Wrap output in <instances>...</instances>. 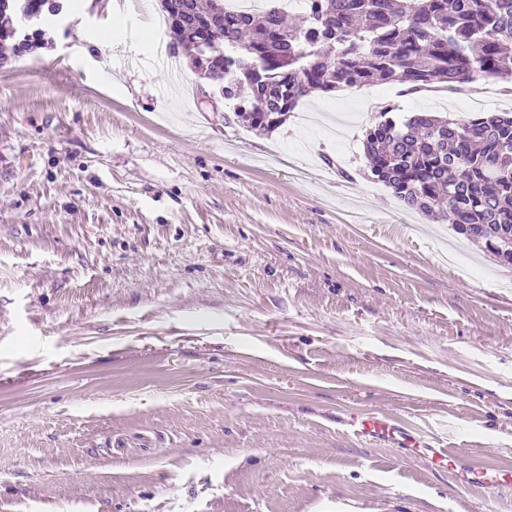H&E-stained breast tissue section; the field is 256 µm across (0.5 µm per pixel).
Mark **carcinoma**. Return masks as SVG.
Masks as SVG:
<instances>
[{
  "label": "carcinoma",
  "instance_id": "carcinoma-1",
  "mask_svg": "<svg viewBox=\"0 0 512 512\" xmlns=\"http://www.w3.org/2000/svg\"><path fill=\"white\" fill-rule=\"evenodd\" d=\"M208 18L218 46L200 73L233 103L254 113L247 128L272 132L298 102L378 80L409 93L453 91L485 74L512 79V0H310L305 24L290 30L284 13L212 14L213 0H190ZM32 16L28 51L42 47L37 25L55 15L49 0H16ZM169 48L191 53L192 26L169 29ZM11 19L0 14V60L18 54ZM278 117L274 123L265 115ZM372 178L409 209L446 221L456 233L512 266L498 241L512 230V117L453 121L419 112L408 119L380 113L364 135Z\"/></svg>",
  "mask_w": 512,
  "mask_h": 512
}]
</instances>
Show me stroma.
<instances>
[{"instance_id": "1", "label": "stroma", "mask_w": 512, "mask_h": 512, "mask_svg": "<svg viewBox=\"0 0 512 512\" xmlns=\"http://www.w3.org/2000/svg\"><path fill=\"white\" fill-rule=\"evenodd\" d=\"M106 2L0 64V512H512L336 423L512 471V268L364 155L379 94H433L317 92L261 134L141 55L158 0Z\"/></svg>"}]
</instances>
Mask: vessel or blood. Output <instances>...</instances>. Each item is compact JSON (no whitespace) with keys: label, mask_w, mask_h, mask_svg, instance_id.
Masks as SVG:
<instances>
[{"label":"vessel or blood","mask_w":512,"mask_h":512,"mask_svg":"<svg viewBox=\"0 0 512 512\" xmlns=\"http://www.w3.org/2000/svg\"><path fill=\"white\" fill-rule=\"evenodd\" d=\"M342 426L362 442L387 443L403 451L417 453L431 466L449 461L456 469L461 485L481 488L488 497H495L504 484L498 470L476 465L453 449L435 446L422 432L395 425L385 416L375 415L366 419L353 416L343 420Z\"/></svg>","instance_id":"b4317fda"}]
</instances>
